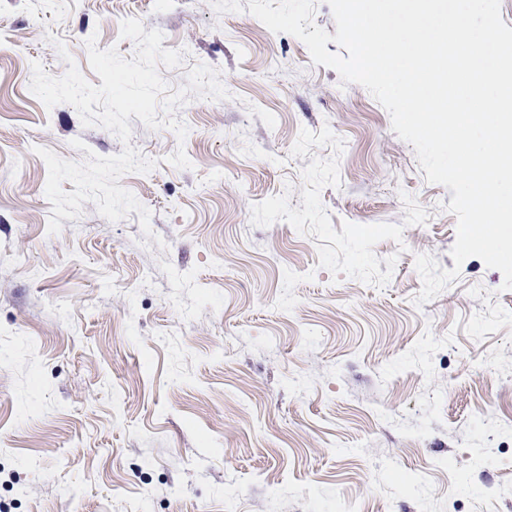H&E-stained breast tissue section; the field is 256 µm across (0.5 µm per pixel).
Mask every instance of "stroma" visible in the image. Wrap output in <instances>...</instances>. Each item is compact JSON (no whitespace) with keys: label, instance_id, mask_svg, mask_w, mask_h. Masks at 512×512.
<instances>
[{"label":"stroma","instance_id":"35a3bbf8","mask_svg":"<svg viewBox=\"0 0 512 512\" xmlns=\"http://www.w3.org/2000/svg\"><path fill=\"white\" fill-rule=\"evenodd\" d=\"M128 18L228 93L177 108L182 142L129 120L159 247L90 201L48 233L35 153L122 152L30 82L100 85L86 41L132 58ZM451 198L248 0H0V512H512V290L471 257L414 302Z\"/></svg>","mask_w":512,"mask_h":512}]
</instances>
